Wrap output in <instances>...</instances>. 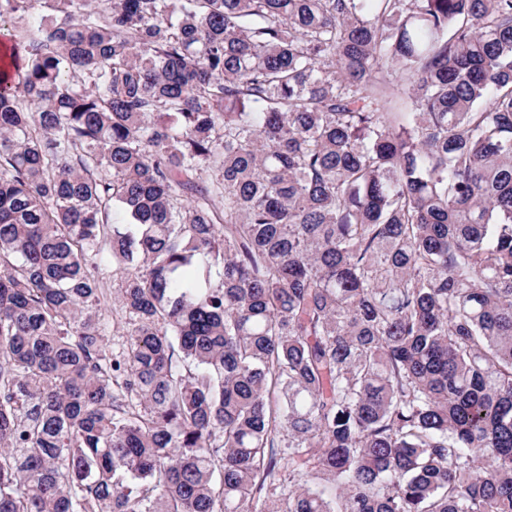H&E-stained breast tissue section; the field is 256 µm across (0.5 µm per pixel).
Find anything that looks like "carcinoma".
I'll use <instances>...</instances> for the list:
<instances>
[{"mask_svg": "<svg viewBox=\"0 0 512 512\" xmlns=\"http://www.w3.org/2000/svg\"><path fill=\"white\" fill-rule=\"evenodd\" d=\"M4 17L0 512H512V0ZM101 273L105 282V300L102 304V315L109 321V328L104 336V349L112 356L118 355L124 347L129 329V320L121 310L116 299L117 289L121 284L122 274L112 270V264L104 262Z\"/></svg>", "mask_w": 512, "mask_h": 512, "instance_id": "1", "label": "carcinoma"}]
</instances>
